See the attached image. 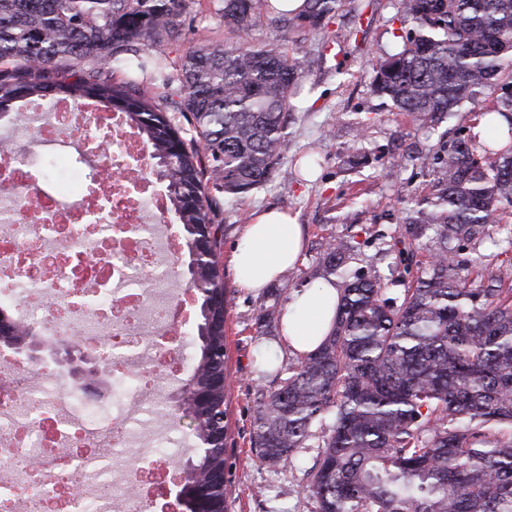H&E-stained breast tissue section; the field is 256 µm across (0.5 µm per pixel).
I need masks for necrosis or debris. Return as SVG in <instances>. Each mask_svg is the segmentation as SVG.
Wrapping results in <instances>:
<instances>
[{"mask_svg":"<svg viewBox=\"0 0 512 512\" xmlns=\"http://www.w3.org/2000/svg\"><path fill=\"white\" fill-rule=\"evenodd\" d=\"M82 124L79 148L62 135ZM4 126L0 308L78 337L112 366L107 402L53 370L0 353V512H170L187 440L172 437L193 357L192 305L176 288L185 243L151 148L118 112L60 100ZM70 174L42 184L44 157Z\"/></svg>","mask_w":512,"mask_h":512,"instance_id":"obj_1","label":"necrosis or debris"}]
</instances>
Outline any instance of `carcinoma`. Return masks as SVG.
<instances>
[{"label":"carcinoma","instance_id":"carcinoma-1","mask_svg":"<svg viewBox=\"0 0 512 512\" xmlns=\"http://www.w3.org/2000/svg\"><path fill=\"white\" fill-rule=\"evenodd\" d=\"M226 37L186 54L164 74V46L181 37L186 0H0V118L68 98L125 115L150 144L183 227L199 303V354L188 378L206 404H178L200 452L177 495L194 512L201 492L224 494L222 203L271 179L288 151L291 99L302 62L278 42L255 43L264 16L325 31L341 0H305L285 12L274 0H221ZM414 29L379 60L374 89L400 112L434 126L469 104L493 135L438 144L433 191L392 236L404 273L348 274L357 244L328 241L319 265L340 276L332 332L288 364L261 394L252 435L262 464L292 468L324 435L303 489L312 512H512V288L501 270L463 274L460 251L501 230L512 205V94L482 106L486 90L512 87V0H402ZM157 72L146 92L139 74ZM508 122L497 128L496 117ZM496 156L493 164L483 156ZM434 243L407 280L415 249ZM401 289L393 291L391 286Z\"/></svg>","mask_w":512,"mask_h":512}]
</instances>
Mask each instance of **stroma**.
Returning <instances> with one entry per match:
<instances>
[{
    "label": "stroma",
    "mask_w": 512,
    "mask_h": 512,
    "mask_svg": "<svg viewBox=\"0 0 512 512\" xmlns=\"http://www.w3.org/2000/svg\"><path fill=\"white\" fill-rule=\"evenodd\" d=\"M182 37L166 46L168 71L177 74L187 52L205 42L224 39L219 0H187ZM410 29L401 0H344L328 26L335 36L325 49L321 32L302 28L287 32L261 21L255 40H280L289 58L303 64L301 82L311 94L292 101L288 121V151L273 178L264 186L224 205L221 253L230 256L252 211L284 208L296 215L306 234L299 264L265 291L249 293L236 284L232 266L224 268L227 315L224 319L225 366L232 379L226 396V496L230 512H312L303 494V470L315 449L299 454L296 468L258 464L251 435L261 388L272 385L274 372L258 373L256 360L274 349L278 365L293 354L284 347L279 330L256 332L261 310L281 311L293 288L322 280L319 254L332 238H354L359 244L355 267L387 274L395 261L390 238L415 196L429 193L433 175L427 168L441 138L461 127L475 128L478 113L461 108L436 128L420 125L373 91L374 64L399 51ZM319 159L318 177L304 181L297 160L306 153ZM468 269L512 267V214L502 230L460 255Z\"/></svg>",
    "instance_id": "stroma-1"
}]
</instances>
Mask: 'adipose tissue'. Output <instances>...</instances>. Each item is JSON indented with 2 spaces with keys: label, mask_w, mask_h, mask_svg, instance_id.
Here are the masks:
<instances>
[{
  "label": "adipose tissue",
  "mask_w": 512,
  "mask_h": 512,
  "mask_svg": "<svg viewBox=\"0 0 512 512\" xmlns=\"http://www.w3.org/2000/svg\"><path fill=\"white\" fill-rule=\"evenodd\" d=\"M303 228L283 210L252 215L231 254L239 288L260 292L300 260ZM339 291L334 280L292 291L280 320L283 342L295 353L314 351L333 329Z\"/></svg>",
  "instance_id": "adipose-tissue-1"
}]
</instances>
